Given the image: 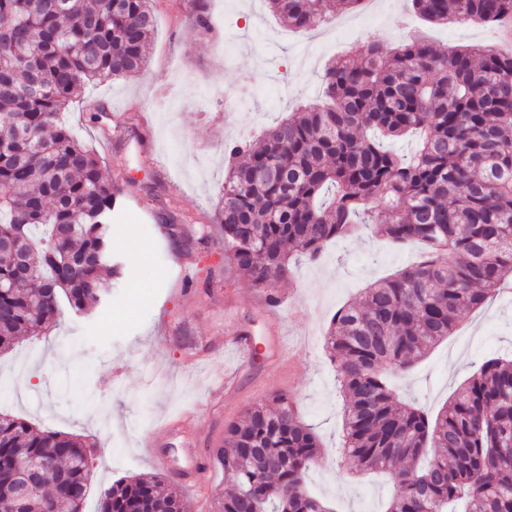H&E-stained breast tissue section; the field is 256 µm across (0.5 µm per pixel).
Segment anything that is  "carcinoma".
Instances as JSON below:
<instances>
[{"mask_svg":"<svg viewBox=\"0 0 512 512\" xmlns=\"http://www.w3.org/2000/svg\"><path fill=\"white\" fill-rule=\"evenodd\" d=\"M154 0H0V355L77 313L116 277L112 215L122 190L60 120L88 82L145 66ZM295 30L362 0H267ZM433 24L493 25L512 41V0H412ZM325 101L293 112L257 142L224 145L220 237L235 272L262 292L291 281L301 259L377 222L394 245L419 241L421 260L364 292L331 319L325 348L347 397L344 450L363 472L387 471L385 512H512V359H489L435 418L397 406L391 375L410 369L512 275V50L442 55L419 36L359 47L323 75ZM418 138L410 155L391 144ZM255 404L224 430L214 461L233 486L218 512H331L305 475L322 447L294 399ZM92 445L0 411V502L16 460L43 462L19 512H84ZM186 512L160 479L121 478L99 512Z\"/></svg>","mask_w":512,"mask_h":512,"instance_id":"1","label":"carcinoma"}]
</instances>
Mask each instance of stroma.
<instances>
[{"label":"stroma","mask_w":512,"mask_h":512,"mask_svg":"<svg viewBox=\"0 0 512 512\" xmlns=\"http://www.w3.org/2000/svg\"><path fill=\"white\" fill-rule=\"evenodd\" d=\"M193 0H156L157 27L146 67L124 80L92 82L70 102L65 121L101 159L107 180L123 198L112 224V248L123 265L100 288L104 302L76 315L62 309L51 328L0 356V408L43 430L94 444L86 512L122 476H153L150 454L171 468L186 451L209 455L224 442L226 423L251 405L288 392L325 451L306 480L334 512H384L393 491L388 475L359 472L344 455L343 408L324 336L336 311L358 301L372 283L390 277L422 252L420 244H389L374 230L331 243L316 263L300 262L294 279L279 285L276 311L289 347L303 358L292 371L272 364L273 345L256 290L224 259L216 203L224 180V145L261 138L264 131L318 99L325 66L354 44L394 47L423 32L437 50L496 45L494 28L469 22L430 24L410 0H377L375 8L346 14L344 24L295 31L265 0H210L213 30L190 24ZM105 105V123L127 113L138 131L109 153L90 114ZM189 211L194 224L165 225L161 210ZM184 254L187 289L174 290L165 258ZM247 332L256 358L240 367L231 341ZM512 351V292L500 291L470 312L394 385L401 402L436 416L460 385L488 358ZM240 372L238 390L222 406L208 401L214 365ZM198 411L197 432L163 430L187 407ZM156 435V447L142 441Z\"/></svg>","instance_id":"obj_1"}]
</instances>
